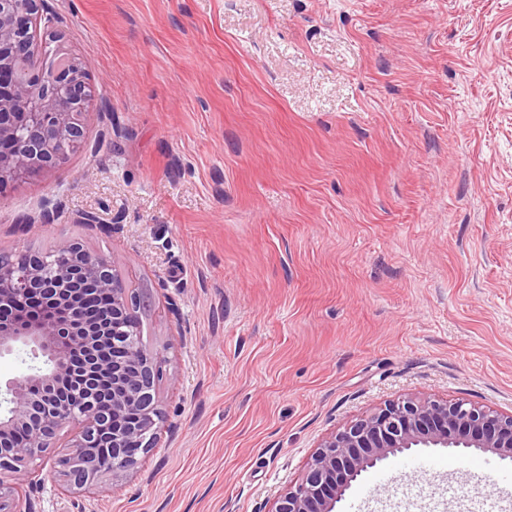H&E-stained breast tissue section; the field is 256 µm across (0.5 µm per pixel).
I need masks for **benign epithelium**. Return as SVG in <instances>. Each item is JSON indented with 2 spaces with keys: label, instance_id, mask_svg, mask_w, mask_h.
<instances>
[{
  "label": "benign epithelium",
  "instance_id": "7a95c632",
  "mask_svg": "<svg viewBox=\"0 0 512 512\" xmlns=\"http://www.w3.org/2000/svg\"><path fill=\"white\" fill-rule=\"evenodd\" d=\"M43 0H0V185L49 172L84 144L90 85L65 54L43 66L32 39ZM109 306L94 314L88 288ZM136 295L112 264L74 240L48 252L0 251V356L31 352L39 367L0 387V512H36L35 462L53 457L64 492L102 491L106 471L128 472L155 448L163 419L156 387L164 355L138 343ZM112 349V359L97 349ZM112 369V407L97 376ZM107 443L109 465L93 449ZM418 447L479 448L512 458V411L416 395L389 401L323 438L302 477L270 512H336L351 482L391 454Z\"/></svg>",
  "mask_w": 512,
  "mask_h": 512
}]
</instances>
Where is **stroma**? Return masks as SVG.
Returning <instances> with one entry per match:
<instances>
[{
	"label": "stroma",
	"mask_w": 512,
	"mask_h": 512,
	"mask_svg": "<svg viewBox=\"0 0 512 512\" xmlns=\"http://www.w3.org/2000/svg\"><path fill=\"white\" fill-rule=\"evenodd\" d=\"M43 15V62L78 58L92 88L85 144L0 186V250L106 258L166 374L157 448L99 495L43 467L38 512H256L386 401L512 410V0ZM47 197L54 222L22 228ZM336 509L512 512V458L398 453Z\"/></svg>",
	"instance_id": "obj_1"
}]
</instances>
